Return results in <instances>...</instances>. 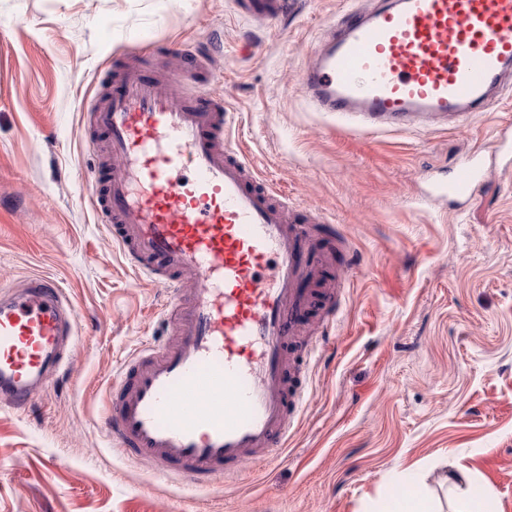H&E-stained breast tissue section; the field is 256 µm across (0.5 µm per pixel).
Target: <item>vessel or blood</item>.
<instances>
[{
	"label": "vessel or blood",
	"instance_id": "obj_1",
	"mask_svg": "<svg viewBox=\"0 0 512 512\" xmlns=\"http://www.w3.org/2000/svg\"><path fill=\"white\" fill-rule=\"evenodd\" d=\"M86 110L112 161L92 171L91 204L130 266L174 289L171 340L139 351L104 397L117 451L194 486L288 446L299 368L289 345L308 292L336 254L228 144L223 100L147 77L138 55ZM512 77V0H378L344 14L304 78L319 112L463 117L487 111ZM473 157L440 196L469 198ZM74 307L49 277L0 298V401L26 407L59 368Z\"/></svg>",
	"mask_w": 512,
	"mask_h": 512
}]
</instances>
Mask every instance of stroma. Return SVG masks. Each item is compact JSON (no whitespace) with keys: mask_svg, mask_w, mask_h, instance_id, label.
<instances>
[{"mask_svg":"<svg viewBox=\"0 0 512 512\" xmlns=\"http://www.w3.org/2000/svg\"><path fill=\"white\" fill-rule=\"evenodd\" d=\"M238 0H0V291L54 278L78 317L66 364L29 405L0 403V512H380L422 490L462 512L449 473L512 512V88L485 112L370 119L317 112L302 90L317 45L374 0H287L277 20ZM204 49L189 83L224 101L232 146L321 213V279L341 288L332 328L300 324L304 401L285 453L198 488L111 448L102 392L169 334L173 291L126 264L89 204L99 158L83 113L112 62ZM482 147L466 202L433 194Z\"/></svg>","mask_w":512,"mask_h":512,"instance_id":"1","label":"stroma"}]
</instances>
